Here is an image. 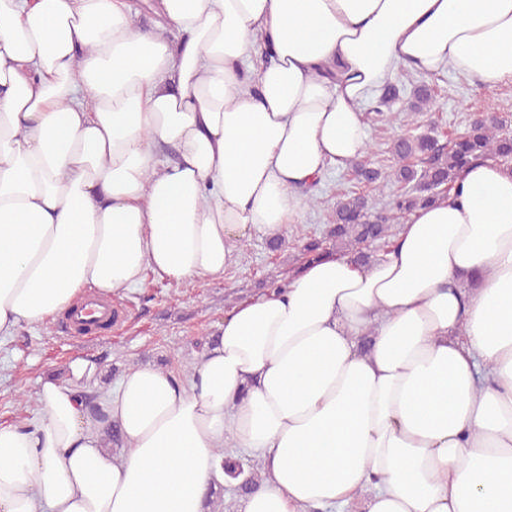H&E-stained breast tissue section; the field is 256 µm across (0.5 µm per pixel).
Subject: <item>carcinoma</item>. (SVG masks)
<instances>
[{
  "mask_svg": "<svg viewBox=\"0 0 512 512\" xmlns=\"http://www.w3.org/2000/svg\"><path fill=\"white\" fill-rule=\"evenodd\" d=\"M398 89L389 83L370 105L374 120L390 124L397 120L390 110ZM432 94L425 85L414 89L410 112L403 117L405 132L393 138L390 164L374 166L363 158L350 164L356 176L374 185L398 184L404 192L393 196L380 212L372 211L363 195L347 194L336 200L328 239L336 251L351 255L361 265L374 258L371 247L389 244L395 237V223L413 210L437 203L454 188L459 174L470 164L495 159L502 165L512 162V133L505 129L500 118L475 117L468 129L443 146L426 134H417L418 117L429 110ZM222 465L227 481L236 482L235 490L249 494L257 487L260 476L249 462L222 448Z\"/></svg>",
  "mask_w": 512,
  "mask_h": 512,
  "instance_id": "obj_1",
  "label": "carcinoma"
}]
</instances>
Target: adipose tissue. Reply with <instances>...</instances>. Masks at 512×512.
Instances as JSON below:
<instances>
[{"mask_svg":"<svg viewBox=\"0 0 512 512\" xmlns=\"http://www.w3.org/2000/svg\"><path fill=\"white\" fill-rule=\"evenodd\" d=\"M0 0V335L137 287L220 277L362 156L401 68L512 83V0ZM177 160H169L166 149ZM93 362L0 422V512H512V170L477 162L368 267L343 255L237 304L189 381ZM118 429L128 446H105ZM398 96V89L395 85L389 83L382 89L379 96L376 97L370 105L369 114L373 113V119L378 122L387 124L397 121V116L393 115L390 110L391 103ZM237 451L239 452L238 454H242L251 460V463L255 464L260 471L263 469V464L255 453L246 449H239ZM218 454L224 457L222 465L224 468V475L227 477V482H237L234 488L238 493H241V495L252 493L258 485L260 472L255 470L254 467L249 464L248 459L245 462L244 459H242V456L236 455L237 452L231 454L228 451H224V448H220L218 449ZM227 482L224 485H227ZM224 485L219 484V492L215 487L211 488L209 498L212 499L209 502L213 504L216 503L217 505L219 504L220 506L224 501V512H242L243 500L245 497L233 496L230 492H227L224 495ZM214 496L216 501L213 500Z\"/></svg>","mask_w":512,"mask_h":512,"instance_id":"ef3b65f1","label":"adipose tissue"}]
</instances>
